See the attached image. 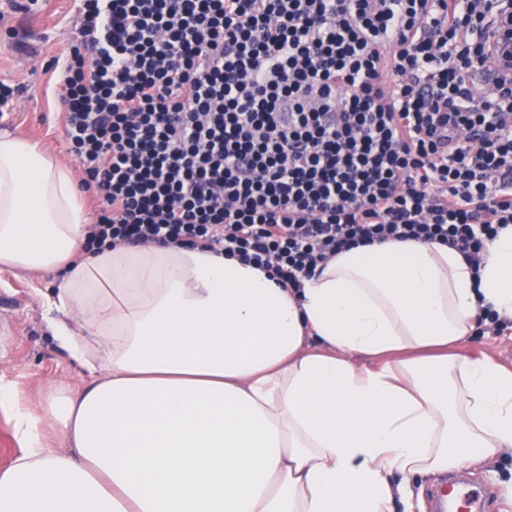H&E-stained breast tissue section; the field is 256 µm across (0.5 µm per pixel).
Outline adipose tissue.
I'll list each match as a JSON object with an SVG mask.
<instances>
[{
    "instance_id": "1",
    "label": "adipose tissue",
    "mask_w": 512,
    "mask_h": 512,
    "mask_svg": "<svg viewBox=\"0 0 512 512\" xmlns=\"http://www.w3.org/2000/svg\"><path fill=\"white\" fill-rule=\"evenodd\" d=\"M86 223L70 168L0 132V267L60 272L50 328L90 372L36 410L0 384V512H393L392 473L512 448V370L455 351L482 306L512 319V226L477 282L455 249L388 241L295 292L221 252L88 255ZM15 448L16 440L13 436V426L9 411L0 409V466L6 464Z\"/></svg>"
}]
</instances>
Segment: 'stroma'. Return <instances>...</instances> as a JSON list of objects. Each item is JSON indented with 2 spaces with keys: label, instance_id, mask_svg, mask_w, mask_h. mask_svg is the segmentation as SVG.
<instances>
[{
  "label": "stroma",
  "instance_id": "obj_1",
  "mask_svg": "<svg viewBox=\"0 0 512 512\" xmlns=\"http://www.w3.org/2000/svg\"><path fill=\"white\" fill-rule=\"evenodd\" d=\"M73 16V0H41L27 12L10 11L7 0H0V81L22 86L0 132L36 142L68 165L73 159L63 135L62 88L51 63L66 57L75 37ZM58 279L55 271L0 269V382L22 389L31 408L54 386L76 387L86 376L67 360L48 327L41 293ZM458 351L512 369V331L480 329ZM462 473L487 497L486 512H512L511 448L466 465Z\"/></svg>",
  "mask_w": 512,
  "mask_h": 512
}]
</instances>
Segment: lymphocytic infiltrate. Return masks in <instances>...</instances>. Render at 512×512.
<instances>
[{"label":"lymphocytic infiltrate","mask_w":512,"mask_h":512,"mask_svg":"<svg viewBox=\"0 0 512 512\" xmlns=\"http://www.w3.org/2000/svg\"><path fill=\"white\" fill-rule=\"evenodd\" d=\"M512 0H78L60 83L85 252H224L298 289L352 245L481 265L512 225Z\"/></svg>","instance_id":"obj_1"}]
</instances>
